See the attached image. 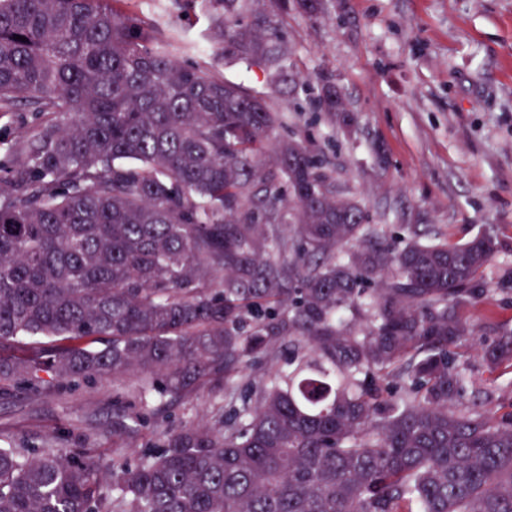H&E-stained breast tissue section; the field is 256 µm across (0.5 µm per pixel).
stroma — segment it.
Here are the masks:
<instances>
[{"instance_id": "stroma-1", "label": "stroma", "mask_w": 512, "mask_h": 512, "mask_svg": "<svg viewBox=\"0 0 512 512\" xmlns=\"http://www.w3.org/2000/svg\"><path fill=\"white\" fill-rule=\"evenodd\" d=\"M124 7L175 29L179 61L264 97L284 119L281 135L326 162L367 223L400 237L416 225L451 245L489 232L501 249L488 287L512 271V0H322L315 15L290 0L279 19L288 58L278 83L265 67L216 59L202 7L183 24L168 0ZM326 79L341 96L335 114L318 104ZM462 315L492 340L512 329V289ZM462 350L480 391L493 404L512 403V369L488 371L478 344ZM219 389V381L199 382L181 399L157 400L138 420L108 377L39 396L13 388L0 393V444L29 448L55 438L107 464L114 448L145 444L156 426L223 414ZM119 412L131 417L129 435L112 431Z\"/></svg>"}]
</instances>
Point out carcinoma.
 <instances>
[{
	"label": "carcinoma",
	"mask_w": 512,
	"mask_h": 512,
	"mask_svg": "<svg viewBox=\"0 0 512 512\" xmlns=\"http://www.w3.org/2000/svg\"><path fill=\"white\" fill-rule=\"evenodd\" d=\"M119 2L0 0V112L36 118L0 130V388L110 374L146 409L220 378L232 416L157 427L110 484L1 447L0 512H512V410L459 352L461 311L512 288L480 279L495 237L388 243L262 97ZM202 4L219 55L278 82L288 0ZM23 336L57 345L14 357ZM484 359L512 365V332Z\"/></svg>",
	"instance_id": "1"
}]
</instances>
